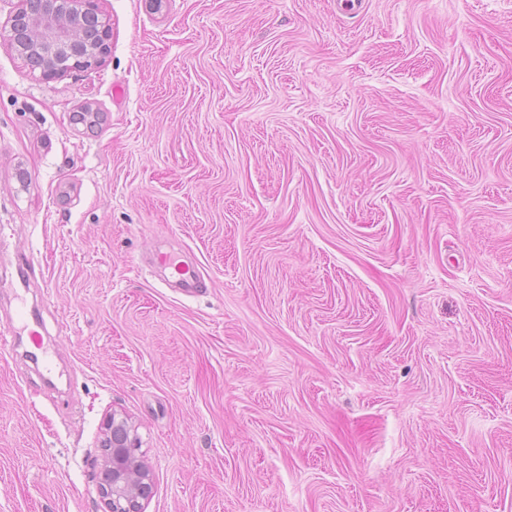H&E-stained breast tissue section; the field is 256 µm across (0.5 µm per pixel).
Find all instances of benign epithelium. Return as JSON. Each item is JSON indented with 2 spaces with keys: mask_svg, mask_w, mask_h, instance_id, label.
<instances>
[{
  "mask_svg": "<svg viewBox=\"0 0 512 512\" xmlns=\"http://www.w3.org/2000/svg\"><path fill=\"white\" fill-rule=\"evenodd\" d=\"M40 13L27 6L11 15L5 37L28 34L38 43L46 64L39 80L51 81L70 72L99 65L110 50L111 28L102 21L100 0H40ZM99 456L91 460L92 477L104 512H145L152 493L151 470L137 454L134 428L127 417L106 414Z\"/></svg>",
  "mask_w": 512,
  "mask_h": 512,
  "instance_id": "7a95c632",
  "label": "benign epithelium"
}]
</instances>
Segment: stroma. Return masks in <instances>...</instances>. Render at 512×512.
Returning <instances> with one entry per match:
<instances>
[{
	"label": "stroma",
	"instance_id": "obj_1",
	"mask_svg": "<svg viewBox=\"0 0 512 512\" xmlns=\"http://www.w3.org/2000/svg\"><path fill=\"white\" fill-rule=\"evenodd\" d=\"M341 2L0 38V512H102L113 410L145 512H512V0ZM39 16L31 15L30 1L22 2L21 7L11 15L9 29L1 37L9 41L28 34L38 43L46 64L39 69V80L51 81L70 72L88 70L98 66L110 50L111 28L102 21L100 0H40ZM26 6V9H24ZM77 15L84 27L95 29V42L86 40L83 28L71 25L68 18ZM44 20L39 23V19ZM52 22L51 29L45 28ZM5 33V34H4ZM99 448L90 465L103 512H144L152 493L151 470L136 453L137 439L127 417L106 414Z\"/></svg>",
	"mask_w": 512,
	"mask_h": 512
}]
</instances>
